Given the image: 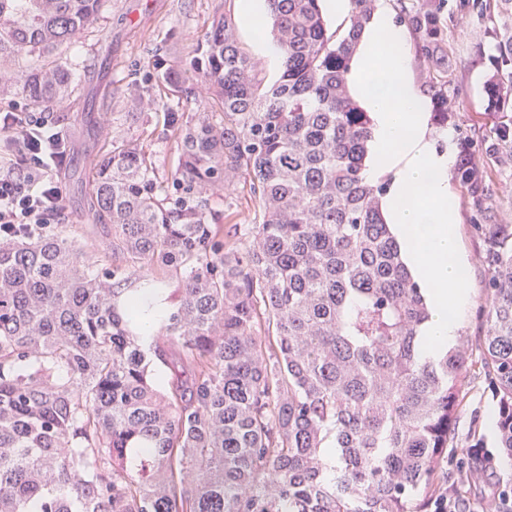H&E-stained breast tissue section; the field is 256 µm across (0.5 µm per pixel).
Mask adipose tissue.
Masks as SVG:
<instances>
[{
    "label": "adipose tissue",
    "mask_w": 512,
    "mask_h": 512,
    "mask_svg": "<svg viewBox=\"0 0 512 512\" xmlns=\"http://www.w3.org/2000/svg\"><path fill=\"white\" fill-rule=\"evenodd\" d=\"M349 80L373 118L366 176L390 179L382 212L404 262L426 291L433 315L428 345L444 347L456 337L468 280L448 181L453 157L430 132L429 104L414 84L405 32L386 9H378L368 24Z\"/></svg>",
    "instance_id": "obj_1"
}]
</instances>
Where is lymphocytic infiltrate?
<instances>
[{
	"label": "lymphocytic infiltrate",
	"instance_id": "f902f5d3",
	"mask_svg": "<svg viewBox=\"0 0 512 512\" xmlns=\"http://www.w3.org/2000/svg\"><path fill=\"white\" fill-rule=\"evenodd\" d=\"M0 130L11 134L0 156V233L55 223L63 214L56 174L68 161L63 138L14 110L0 112Z\"/></svg>",
	"mask_w": 512,
	"mask_h": 512
}]
</instances>
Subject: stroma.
I'll list each match as a JSON object with an SVG mask.
<instances>
[{"label": "stroma", "instance_id": "1", "mask_svg": "<svg viewBox=\"0 0 512 512\" xmlns=\"http://www.w3.org/2000/svg\"><path fill=\"white\" fill-rule=\"evenodd\" d=\"M485 4L486 0H387L391 16L408 38L414 83L431 104V132L437 137L447 131L453 134L448 179L457 196L459 252L469 272L468 302L457 332L475 345L486 330L488 268L481 227L512 225V136L499 135L501 126L512 123V114L490 107L486 94L497 38L503 28H512V17L488 11ZM424 10L438 14L442 36L437 43L425 41L417 22ZM221 15L236 23L244 50L259 57V43L241 23L239 0H106L99 29L88 34L83 44L63 52L72 78L71 97L43 118L52 130L64 134L69 148L68 164L58 174L64 221L71 235L97 254L99 265L111 264L112 257L103 249L101 226L85 218L94 164L104 156L98 117L103 112L118 113L125 131L144 137L154 153L158 181L169 182L176 164L174 134L160 124L143 127L114 92L140 84L160 58L182 70L185 84L195 85L196 74L182 66ZM465 162L476 173L470 183L459 176ZM213 207L225 214L228 228L259 220V208L245 186L214 199ZM462 396L454 421L455 448L448 453L437 488L456 489L484 512H495L498 493L512 489V457L499 448L493 421L498 406L488 380L475 373L466 378ZM478 442L485 449L486 466L482 472L465 475L458 467L462 451Z\"/></svg>", "mask_w": 512, "mask_h": 512}]
</instances>
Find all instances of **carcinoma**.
Returning a JSON list of instances; mask_svg holds the SVG:
<instances>
[{
  "label": "carcinoma",
  "instance_id": "cac0c4a2",
  "mask_svg": "<svg viewBox=\"0 0 512 512\" xmlns=\"http://www.w3.org/2000/svg\"><path fill=\"white\" fill-rule=\"evenodd\" d=\"M104 0H0V89L37 108L70 96L62 48ZM375 0H351L346 35L319 0H267L281 73L267 84L231 21L189 66L210 102L196 121L134 96L179 140L174 192L112 112L88 220L98 269L67 224L0 237V512H423L452 444L465 375L489 379L512 456V232L488 231L487 327L425 354L432 311L364 174L371 124L347 75ZM424 38H441L436 14ZM498 106L512 109V34L498 46ZM171 91L194 94L157 63ZM241 180L261 221L224 237L214 195ZM249 249L238 253L241 240ZM193 365L165 388L140 341ZM158 332L155 331L153 335L142 339L144 344L146 346L154 345L155 343L159 345L166 353L167 360H168V366L176 369L181 375V380L183 382V388L186 387V385L189 384L193 370L192 366L185 362L184 360H181L180 356V347L176 342L167 341L166 339H160L158 338Z\"/></svg>",
  "mask_w": 512,
  "mask_h": 512
}]
</instances>
